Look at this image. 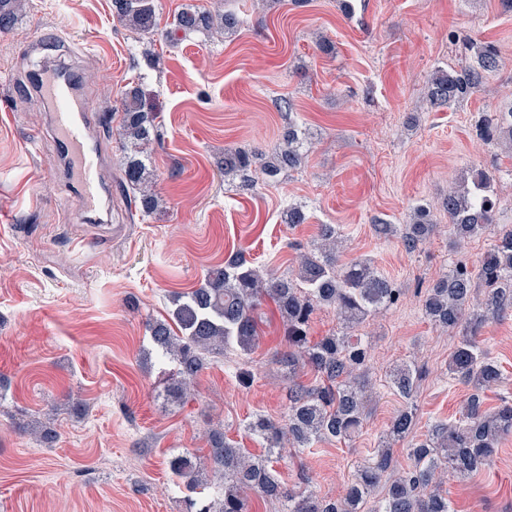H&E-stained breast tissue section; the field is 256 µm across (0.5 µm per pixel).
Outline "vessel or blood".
Wrapping results in <instances>:
<instances>
[{
  "mask_svg": "<svg viewBox=\"0 0 512 512\" xmlns=\"http://www.w3.org/2000/svg\"><path fill=\"white\" fill-rule=\"evenodd\" d=\"M78 73L55 64L45 69L34 91L50 104V124L59 153L69 164L76 189L75 217L82 220L107 210L104 199V159L90 139L91 106L78 91Z\"/></svg>",
  "mask_w": 512,
  "mask_h": 512,
  "instance_id": "b4317fda",
  "label": "vessel or blood"
}]
</instances>
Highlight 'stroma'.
<instances>
[{"mask_svg": "<svg viewBox=\"0 0 512 512\" xmlns=\"http://www.w3.org/2000/svg\"><path fill=\"white\" fill-rule=\"evenodd\" d=\"M153 2L157 30L141 40L114 17L112 0H28L0 33V512H185L188 492L167 462L179 452L204 456L219 424L263 456L244 426L288 409L275 305L261 309L258 346L211 361L182 398L164 396L176 364L161 356L147 324L170 318L174 298L236 252L289 276L296 245H310L322 224L339 229L341 262L372 259L405 293L365 326L375 394L361 433L284 449L274 464L281 479L294 486L305 476L308 493L338 498L404 404L386 385L396 365L426 371L413 397L417 433L458 418L472 392L448 379L457 339L424 318L419 287L456 259L477 265L492 237L453 253L441 215L410 253L374 224L407 223L411 205L437 201L485 167L497 178L496 221L512 225V157L472 127L478 113L512 107V15L498 0H227L241 24L214 38L175 32L173 18L216 9L218 0ZM321 38L333 54L318 50ZM473 40L498 46V73L473 96L428 111L432 73L459 68ZM47 59L92 78L90 99L103 116L94 137L107 153V227L63 211L74 189L49 132L50 109L27 94L30 72ZM135 83L161 124L151 145L159 198L151 213L131 205L120 185L124 153L112 112ZM280 98L291 113L276 109ZM291 121L309 133L301 169L225 181V148L270 150ZM293 204L307 223H283ZM480 340L503 373L483 394L491 409L512 400V314L488 322ZM242 368L253 373L250 386L238 381ZM34 422L55 432V443L32 435ZM446 487L454 512H512V435L487 466L448 476Z\"/></svg>", "mask_w": 512, "mask_h": 512, "instance_id": "stroma-1", "label": "stroma"}]
</instances>
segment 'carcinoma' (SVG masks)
I'll return each instance as SVG.
<instances>
[{
  "instance_id": "1",
  "label": "carcinoma",
  "mask_w": 512,
  "mask_h": 512,
  "mask_svg": "<svg viewBox=\"0 0 512 512\" xmlns=\"http://www.w3.org/2000/svg\"><path fill=\"white\" fill-rule=\"evenodd\" d=\"M24 7L25 0H0V32L11 28ZM112 7L124 27L144 37L153 34L152 0H113ZM175 26L184 32L224 35L238 26V19L233 13L215 16L208 10L188 9L178 14ZM468 49L472 61L461 69H438L432 74L425 94L428 108H446L471 97L498 70L500 51L496 45L472 41ZM474 128L485 144L512 156V106L506 112L479 113ZM154 129L153 117L144 110L140 86L126 88L120 99L118 129L129 149L122 182L145 213L156 205L152 174L142 156ZM307 141V131L290 120L281 141L267 153L241 147L224 150V178L243 176L256 167L270 177L294 171L302 165ZM494 183L493 173L477 168L469 173L468 183L448 188L440 207L448 216L454 243L460 245L493 231ZM436 225L430 206L419 203L410 209V223L379 224L377 230L400 235L405 248L414 252ZM338 239L335 225H320L317 237L300 256L293 281L264 273L243 258L211 268L198 288L174 301L172 319L180 333H172L163 322L149 325L152 342L178 364V383L167 390L175 396L190 394L198 374L224 351L237 347L249 352L258 346L255 312L264 301L275 304L284 326L286 350L281 362L292 381L288 414L282 421L258 415L245 425V431L262 442L267 455L256 459L224 436V431L212 430L206 460L213 477L224 480L222 497L210 501L189 497L186 512H252L251 492L282 501L284 512H452L442 476L448 472L472 474L487 463L499 441L512 434V403L505 401L492 411L484 408L481 393L499 383L503 373L476 339L485 323L512 312V228H508L496 231L477 271L458 260L424 292L425 317L459 336L448 356L449 378L474 389L458 420L453 424L436 422L426 433L416 435L415 411L408 404L394 416L386 438L356 471L343 497L327 501L285 488L273 469V456L285 445L311 448L323 440H350L359 434L373 387L366 375L368 340L356 331L367 318L397 304L403 295V289L369 260L338 266ZM322 306L336 310L340 328L312 342L311 317ZM305 371L313 373L314 383L298 381ZM419 380L418 370L405 364L390 372L388 387L408 401ZM407 438L412 468L388 482L380 496L372 497L383 474L391 469V442ZM168 466L173 477L191 492L203 481L202 470L188 453L172 456Z\"/></svg>"
}]
</instances>
